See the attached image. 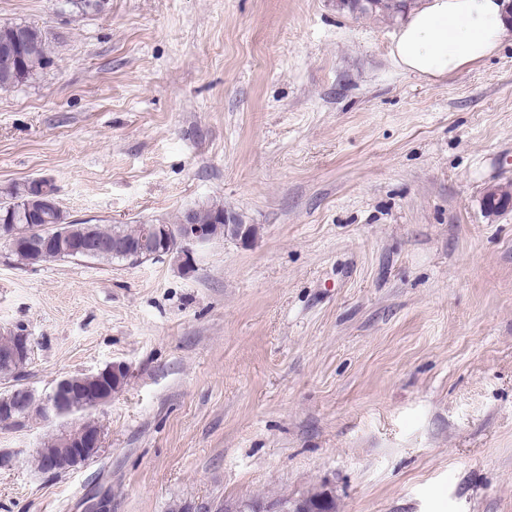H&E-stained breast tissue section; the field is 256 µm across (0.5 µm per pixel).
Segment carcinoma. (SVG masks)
<instances>
[{
  "mask_svg": "<svg viewBox=\"0 0 512 512\" xmlns=\"http://www.w3.org/2000/svg\"><path fill=\"white\" fill-rule=\"evenodd\" d=\"M413 0H339V4L352 13L378 15L394 19L404 12ZM23 33L24 39L19 49L13 52H0V89L8 90L23 83L35 72L44 68L51 59L50 41L42 29L23 22H0V30ZM29 198L27 189L21 185H13L3 192L0 197V223L24 225L34 222L36 224H55L61 220L58 211L53 208L42 210L43 217L34 221L29 219L26 200ZM512 198L508 193L495 191L485 195L484 208L501 210L507 207ZM223 208L218 203H203L195 206V217L200 224H211L215 221L217 209ZM73 234L79 237L88 230H93L94 236L104 243L91 259L100 262H129L135 264L141 261V256L132 253L127 256L112 254L110 243L121 240L124 242L136 241L140 231L139 224H73ZM21 346L23 353L19 358L10 362L0 363V378H19L27 365L31 354V342L22 334L4 337L3 348Z\"/></svg>",
  "mask_w": 512,
  "mask_h": 512,
  "instance_id": "cac0c4a2",
  "label": "carcinoma"
}]
</instances>
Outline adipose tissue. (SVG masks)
<instances>
[{
  "mask_svg": "<svg viewBox=\"0 0 512 512\" xmlns=\"http://www.w3.org/2000/svg\"><path fill=\"white\" fill-rule=\"evenodd\" d=\"M511 0H423L395 33L390 55L404 72L439 80L492 55L512 37Z\"/></svg>",
  "mask_w": 512,
  "mask_h": 512,
  "instance_id": "adipose-tissue-1",
  "label": "adipose tissue"
}]
</instances>
